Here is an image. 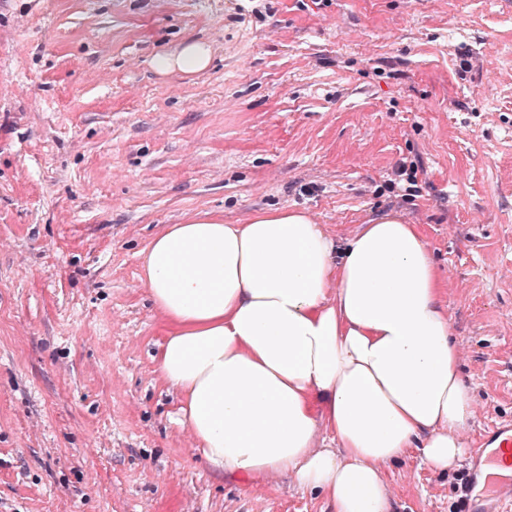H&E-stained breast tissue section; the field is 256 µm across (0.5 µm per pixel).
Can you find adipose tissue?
I'll return each instance as SVG.
<instances>
[{
  "mask_svg": "<svg viewBox=\"0 0 512 512\" xmlns=\"http://www.w3.org/2000/svg\"><path fill=\"white\" fill-rule=\"evenodd\" d=\"M212 55L189 41L153 66L197 74ZM142 281L167 326L157 370L212 469L392 512L382 466L464 455L474 399L417 225L385 214L339 243L303 210L201 212L153 238Z\"/></svg>",
  "mask_w": 512,
  "mask_h": 512,
  "instance_id": "1",
  "label": "adipose tissue"
}]
</instances>
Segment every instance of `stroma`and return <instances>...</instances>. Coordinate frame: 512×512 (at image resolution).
<instances>
[{
    "mask_svg": "<svg viewBox=\"0 0 512 512\" xmlns=\"http://www.w3.org/2000/svg\"><path fill=\"white\" fill-rule=\"evenodd\" d=\"M194 38L206 71L154 70ZM281 208L418 225L467 448L512 419V0H0V512H328L212 470L153 360L154 236ZM383 473L394 512H456L466 467Z\"/></svg>",
    "mask_w": 512,
    "mask_h": 512,
    "instance_id": "1",
    "label": "stroma"
}]
</instances>
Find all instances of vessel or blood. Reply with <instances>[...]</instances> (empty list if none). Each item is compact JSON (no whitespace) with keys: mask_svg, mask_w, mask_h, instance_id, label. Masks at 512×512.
I'll use <instances>...</instances> for the list:
<instances>
[{"mask_svg":"<svg viewBox=\"0 0 512 512\" xmlns=\"http://www.w3.org/2000/svg\"><path fill=\"white\" fill-rule=\"evenodd\" d=\"M511 447L512 421L497 423L486 431L471 457L458 512H512V479L493 482L487 477L495 449Z\"/></svg>","mask_w":512,"mask_h":512,"instance_id":"obj_1","label":"vessel or blood"}]
</instances>
